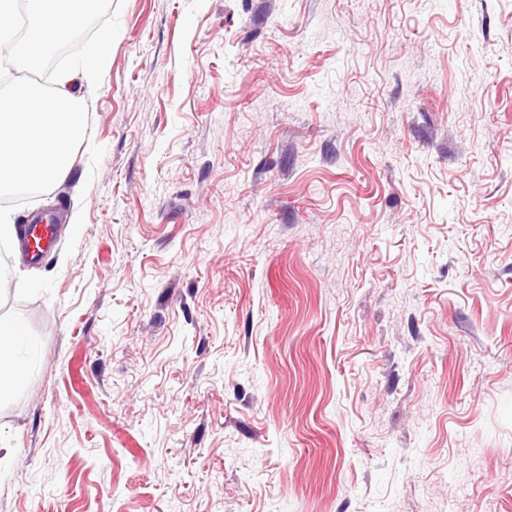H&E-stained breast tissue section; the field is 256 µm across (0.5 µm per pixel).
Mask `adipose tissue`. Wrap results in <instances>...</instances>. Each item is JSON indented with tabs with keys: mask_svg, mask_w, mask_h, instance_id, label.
<instances>
[{
	"mask_svg": "<svg viewBox=\"0 0 512 512\" xmlns=\"http://www.w3.org/2000/svg\"><path fill=\"white\" fill-rule=\"evenodd\" d=\"M99 6L100 0H0V38L9 35L17 15H25L27 36L14 51L28 69L37 70ZM86 130L85 96L69 73L58 76L51 93L30 84L0 93V195L33 182L47 186L64 176ZM21 325V320L0 317V383L22 378L12 358L23 343Z\"/></svg>",
	"mask_w": 512,
	"mask_h": 512,
	"instance_id": "ef3b65f1",
	"label": "adipose tissue"
}]
</instances>
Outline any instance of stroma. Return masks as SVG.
I'll return each mask as SVG.
<instances>
[{
    "label": "stroma",
    "instance_id": "35a3bbf8",
    "mask_svg": "<svg viewBox=\"0 0 512 512\" xmlns=\"http://www.w3.org/2000/svg\"><path fill=\"white\" fill-rule=\"evenodd\" d=\"M0 512H512V0H103ZM112 40L101 47L99 33ZM101 58L86 77L85 58Z\"/></svg>",
    "mask_w": 512,
    "mask_h": 512
}]
</instances>
